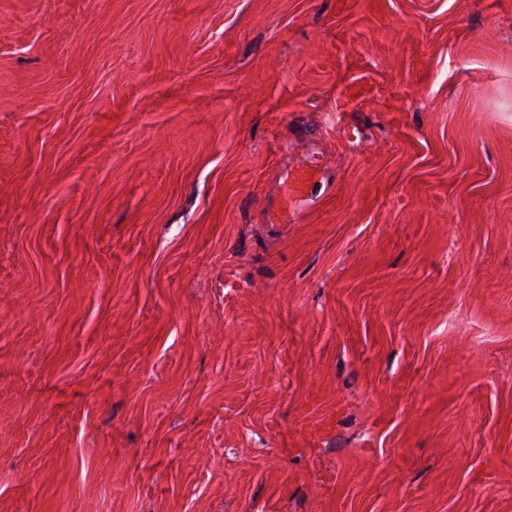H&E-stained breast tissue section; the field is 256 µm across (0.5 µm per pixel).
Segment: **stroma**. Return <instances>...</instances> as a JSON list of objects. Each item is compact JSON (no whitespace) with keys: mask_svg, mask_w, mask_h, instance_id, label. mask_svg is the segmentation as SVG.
<instances>
[{"mask_svg":"<svg viewBox=\"0 0 512 512\" xmlns=\"http://www.w3.org/2000/svg\"><path fill=\"white\" fill-rule=\"evenodd\" d=\"M0 512H512V0H0Z\"/></svg>","mask_w":512,"mask_h":512,"instance_id":"35a3bbf8","label":"stroma"}]
</instances>
